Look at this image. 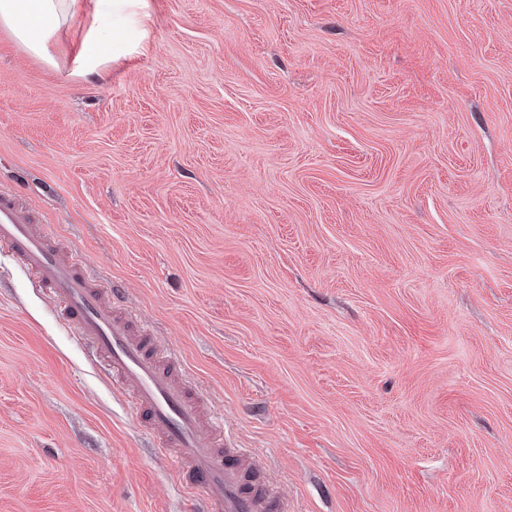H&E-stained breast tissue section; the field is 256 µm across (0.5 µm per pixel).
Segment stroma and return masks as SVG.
I'll return each instance as SVG.
<instances>
[{
  "mask_svg": "<svg viewBox=\"0 0 512 512\" xmlns=\"http://www.w3.org/2000/svg\"><path fill=\"white\" fill-rule=\"evenodd\" d=\"M80 76L0 24V187L288 512H512V0H149ZM0 247V512H193Z\"/></svg>",
  "mask_w": 512,
  "mask_h": 512,
  "instance_id": "obj_1",
  "label": "stroma"
}]
</instances>
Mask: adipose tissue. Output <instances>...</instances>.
<instances>
[{
    "label": "adipose tissue",
    "mask_w": 512,
    "mask_h": 512,
    "mask_svg": "<svg viewBox=\"0 0 512 512\" xmlns=\"http://www.w3.org/2000/svg\"><path fill=\"white\" fill-rule=\"evenodd\" d=\"M81 14L94 22L82 38L74 62L92 75L135 51L134 38L149 19L148 0H0V23L9 26L30 52L44 56L61 23Z\"/></svg>",
    "instance_id": "1"
}]
</instances>
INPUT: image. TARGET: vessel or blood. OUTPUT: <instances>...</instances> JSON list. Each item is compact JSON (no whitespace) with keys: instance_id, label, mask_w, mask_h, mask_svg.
Masks as SVG:
<instances>
[{"instance_id":"obj_1","label":"vessel or blood","mask_w":512,"mask_h":512,"mask_svg":"<svg viewBox=\"0 0 512 512\" xmlns=\"http://www.w3.org/2000/svg\"><path fill=\"white\" fill-rule=\"evenodd\" d=\"M0 246L36 277L74 336L111 372L142 429L178 461L181 485L201 492L206 512H286L260 464L217 434L183 371L149 330L135 326L115 290L77 256L52 245L38 214L4 188Z\"/></svg>"}]
</instances>
